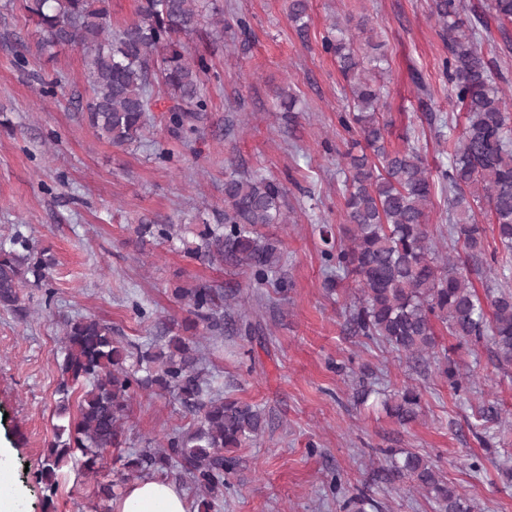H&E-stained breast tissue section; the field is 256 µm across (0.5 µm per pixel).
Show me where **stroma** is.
<instances>
[{"label": "stroma", "instance_id": "stroma-1", "mask_svg": "<svg viewBox=\"0 0 512 512\" xmlns=\"http://www.w3.org/2000/svg\"><path fill=\"white\" fill-rule=\"evenodd\" d=\"M224 32L202 49L211 60L203 93L209 112L196 132L174 133L162 84L154 118L136 142L115 146L82 118L90 95L80 49L39 50L36 29L15 0H0V241L22 232L47 249L51 287L22 289L27 318L0 309V444L12 448L13 480L23 512H94L97 480L81 463L61 471L48 497L36 473L58 415L62 322L88 315L125 341L164 344L169 327L196 338L209 371L225 391L253 402L271 426L250 447L214 512H344L330 491L339 477L347 494L362 493L367 512H432L425 498L379 467L385 449L431 460L470 499L473 512H512V373L495 369L488 343L459 344L438 328L462 377L452 390L436 359L414 365L383 344L353 333L347 311L357 291L328 288L319 227L344 222L346 154L365 152L339 122L349 109L344 81L323 42L334 23L354 29L367 18L389 60L380 104L391 124L388 149L414 145L429 164H448L451 144L438 140L429 113L461 132L463 114L444 67L447 50L430 0H309L305 32L288 21V0H220ZM489 0H463V22L487 18L483 52L500 73L512 104V27L491 19ZM56 93L43 95V84ZM289 86L301 99L283 111L275 92ZM259 172L286 191L288 221L268 234L285 245L284 287L251 288L245 270L187 258L205 225L224 221V173ZM166 224L170 238L138 240L142 224ZM207 284L234 294L237 309L258 312L262 330L241 335L195 322L177 285ZM373 389L354 403L361 378ZM417 386L423 411L401 426L380 391ZM171 395L139 393L123 423L120 444L101 462L120 469L147 443L188 427ZM482 467L471 471L472 457Z\"/></svg>", "mask_w": 512, "mask_h": 512}]
</instances>
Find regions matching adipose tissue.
Masks as SVG:
<instances>
[{
	"mask_svg": "<svg viewBox=\"0 0 512 512\" xmlns=\"http://www.w3.org/2000/svg\"><path fill=\"white\" fill-rule=\"evenodd\" d=\"M113 512H189L184 495L166 481L142 478L127 484L112 501Z\"/></svg>",
	"mask_w": 512,
	"mask_h": 512,
	"instance_id": "1",
	"label": "adipose tissue"
}]
</instances>
